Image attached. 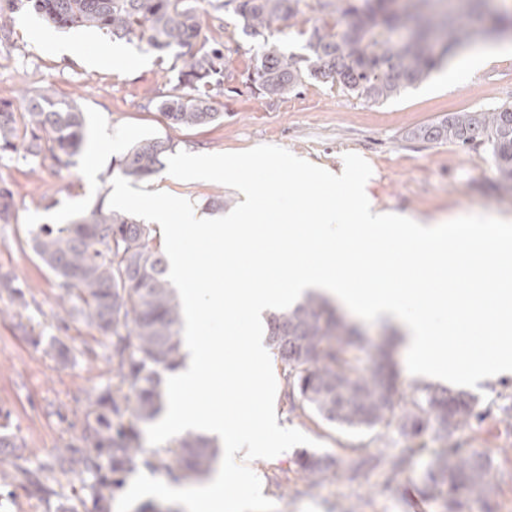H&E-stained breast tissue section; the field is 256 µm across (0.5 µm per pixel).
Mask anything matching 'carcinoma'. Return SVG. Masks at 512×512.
Segmentation results:
<instances>
[{
    "mask_svg": "<svg viewBox=\"0 0 512 512\" xmlns=\"http://www.w3.org/2000/svg\"><path fill=\"white\" fill-rule=\"evenodd\" d=\"M236 2L233 12L243 34L256 38L273 25L302 13L307 0H209L217 12ZM508 0H348L333 21L314 22L306 53L287 54L276 42H257L252 74L258 89L278 97L306 79L329 80L369 101L383 102L424 81L476 38L512 34ZM36 13L62 27L104 30L117 39L133 37L147 49L174 59L177 84L154 107L175 129L207 126L224 117L213 91L224 84L230 57L224 44L203 41L193 0H26ZM481 26L472 25L473 18ZM426 142L488 146L502 189L512 191V104L486 112H454L414 128ZM85 117L73 99L46 92L23 95L20 107L0 102V158L50 157L69 167L83 149ZM169 140L145 138L119 159L122 173L138 180L157 172ZM13 193L0 187V221L12 215ZM28 242L58 279L61 312L79 316L109 339L117 383L90 403L82 422L84 447L62 449L67 471L78 474L94 512H109L125 476L141 467L162 470L178 482L203 473L215 443L188 434L160 454L147 453L137 424L161 410L163 374L183 361L180 306L166 277L167 263L149 224L103 203L69 224H41ZM358 330L342 321L319 296L268 318L267 343L280 370L288 413L311 422L363 432L395 426L410 442L383 459L360 458L351 479L381 470L391 481L404 473L433 431L446 448L427 473L428 495L439 512H459V498L486 499L491 459L466 453L453 434L473 416L475 400L464 392L416 386L396 413L392 381L378 369L363 368L351 355L362 346ZM332 460L306 450L295 462L298 479L314 488ZM49 467L16 466L25 486L51 494L42 480Z\"/></svg>",
    "mask_w": 512,
    "mask_h": 512,
    "instance_id": "obj_1",
    "label": "carcinoma"
}]
</instances>
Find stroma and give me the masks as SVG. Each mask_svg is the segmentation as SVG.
<instances>
[{"instance_id": "1", "label": "stroma", "mask_w": 512, "mask_h": 512, "mask_svg": "<svg viewBox=\"0 0 512 512\" xmlns=\"http://www.w3.org/2000/svg\"><path fill=\"white\" fill-rule=\"evenodd\" d=\"M344 6L345 0H330L327 10L308 9L290 19L288 35L281 40L286 52L301 53L312 20L332 19ZM198 9L203 36L223 41L232 66L217 97L223 119L190 129L169 127L152 105L172 89L169 55L135 40L133 66L117 71L90 61L105 33L58 27L25 6L10 12V37L0 41V101L43 91L76 100L86 118V140L75 165L67 168L48 158L0 160V180L13 191L15 202L14 218L0 221V275L14 278L22 288L18 296L0 291V437L12 443L8 452L0 451V512H58L60 503L71 498L80 485L73 474L50 472L48 483L55 494L47 499L31 494L10 474L14 465L36 468L60 448L81 446L82 415L112 383L107 338L80 318L58 321V281L24 240L30 228L67 223L108 198L111 181L120 174L118 160L139 140L168 139L174 151L193 154L276 145L337 175L343 171L344 154L353 152L372 168L365 192L379 210L423 217L474 212L512 216V192L499 188L488 150L410 136L415 127L449 113L487 111L512 102V55L487 63L473 77L447 81L432 72L383 103L342 91L332 82L311 80L284 97L268 98L246 82L256 42L241 34L232 9L214 12L207 0H200ZM33 22L43 38L27 35L25 27ZM59 38L76 42L78 53L58 56ZM91 164L98 171L89 181L83 170ZM138 186L188 199L208 215L218 208L216 197H223L228 210L240 200L236 190L224 185L182 181L163 168ZM359 328L371 345L388 341L398 392L410 393L416 380L404 366L399 336L377 322L363 321ZM470 394L479 416L453 439L490 457L494 491L488 504L492 512H512V410L504 408L512 397V377L478 386ZM276 411L280 426L321 442V455L335 460L316 488L292 483L284 492L277 483L295 471L294 453L251 462L277 512H412L411 502L418 499L424 477L444 447L442 441L427 440L393 482L376 472L353 482L350 469L360 456H386L406 447L397 428L379 427L358 437L294 418L281 404ZM485 505L467 499L461 512H485Z\"/></svg>"}]
</instances>
